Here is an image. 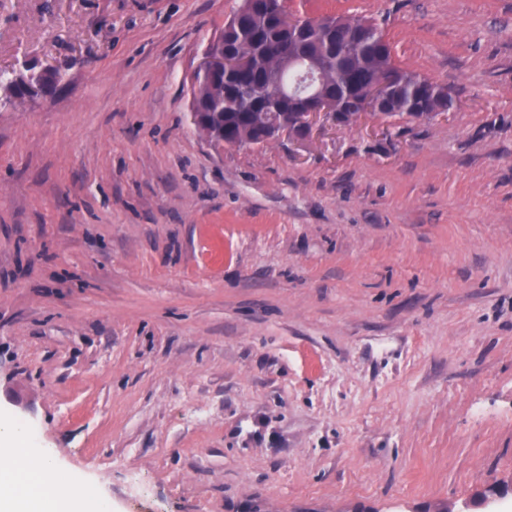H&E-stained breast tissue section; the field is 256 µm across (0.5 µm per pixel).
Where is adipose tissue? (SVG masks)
Instances as JSON below:
<instances>
[{"label":"adipose tissue","mask_w":512,"mask_h":512,"mask_svg":"<svg viewBox=\"0 0 512 512\" xmlns=\"http://www.w3.org/2000/svg\"><path fill=\"white\" fill-rule=\"evenodd\" d=\"M88 484L36 447L23 423L0 416V512H99Z\"/></svg>","instance_id":"1"}]
</instances>
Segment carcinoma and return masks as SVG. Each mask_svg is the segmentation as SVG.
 Here are the masks:
<instances>
[{"mask_svg": "<svg viewBox=\"0 0 512 512\" xmlns=\"http://www.w3.org/2000/svg\"><path fill=\"white\" fill-rule=\"evenodd\" d=\"M348 22L356 27L363 26L365 37L348 48L347 56L338 58L330 64L332 89L336 91V96H352L358 88L380 81L388 70L399 69L402 87L392 111L412 114L410 103L417 98L421 88L428 85L427 79L400 69L393 47L378 23L363 18H350ZM323 43L322 39H290L288 34L271 22L258 30L244 29L239 48L252 55L255 60L254 69L247 74L249 81L256 82L274 73L277 75L278 84L287 90L295 85L298 72L275 71L273 66L276 53L282 50L296 57H303L320 49ZM59 80V73L32 70L27 77L19 78L14 72H0V88L4 91V96L0 97V105H10L14 100L26 96L27 86H51ZM192 94L198 103L208 105L209 112L203 119L193 120V124L205 131L210 141L218 145L225 142L244 145L249 141L251 102L242 100L232 106H226L224 86L218 82L206 81L199 76L193 83Z\"/></svg>", "mask_w": 512, "mask_h": 512, "instance_id": "1", "label": "carcinoma"}]
</instances>
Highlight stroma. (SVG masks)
<instances>
[{
	"mask_svg": "<svg viewBox=\"0 0 512 512\" xmlns=\"http://www.w3.org/2000/svg\"><path fill=\"white\" fill-rule=\"evenodd\" d=\"M242 0H0V414L110 512H464L512 482V0L376 20L456 112L215 145ZM34 68H28L26 71H30V74L26 77L17 78L16 72H0V88L4 91V98L0 97V105L6 106L11 105L14 99L22 98L28 93L25 90V86L31 88H37L42 86H51L57 81L61 80V74L55 73H43L35 72Z\"/></svg>",
	"mask_w": 512,
	"mask_h": 512,
	"instance_id": "1",
	"label": "stroma"
}]
</instances>
